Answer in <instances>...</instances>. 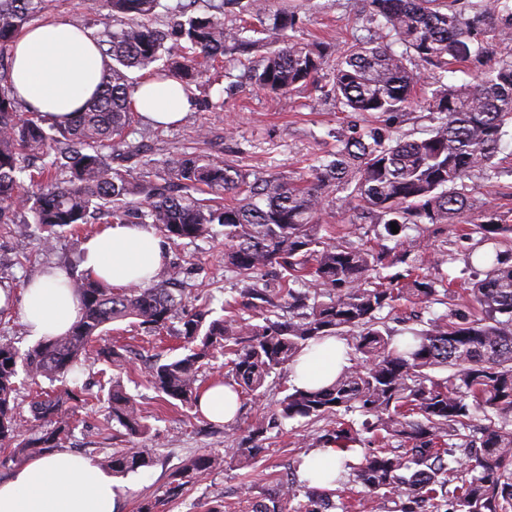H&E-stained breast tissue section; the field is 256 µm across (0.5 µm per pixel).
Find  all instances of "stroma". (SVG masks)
<instances>
[{
  "instance_id": "35a3bbf8",
  "label": "stroma",
  "mask_w": 512,
  "mask_h": 512,
  "mask_svg": "<svg viewBox=\"0 0 512 512\" xmlns=\"http://www.w3.org/2000/svg\"><path fill=\"white\" fill-rule=\"evenodd\" d=\"M298 11L300 21L295 37L311 44L342 46L354 37H373L381 41L369 17L366 0H241L240 6L226 7L224 23L259 29L261 21L270 20L282 5ZM43 19H62L103 39L109 27L105 11L91 0H47ZM269 47L258 42L249 55H225L224 74L218 80L201 82L194 87L193 103L184 120L155 136L144 119H136L129 138L141 145L149 158H158L187 147H202L218 159H235L250 174L280 175L291 180L308 177L314 156L334 150V134L346 124L362 129L380 128L406 138L425 136L432 122L429 112L406 111L393 119L370 117L344 111L333 98L318 88L308 86L286 95H274L254 87L249 70L261 67ZM344 195L329 196L332 218L324 232L328 242L351 246L367 243L380 246L376 225H359L356 232L346 230L349 214ZM93 224L75 231L60 233L51 248H43V233L38 225H23L18 236L0 237V287L19 291L20 287L50 265L79 273V254L87 235L96 232ZM480 252L475 240L465 238L459 224H444L429 249L420 259L431 277L461 270L468 259ZM452 255V263H444L443 255ZM169 272L186 290L189 304H209L221 310L225 301L240 299L249 287L263 290L279 299V278L275 269H266L256 284L242 280L224 269V233L195 241L182 240L167 246ZM105 344L129 350L131 360L120 379L134 396L150 429L141 437H129L124 428L107 425L108 406L94 400L79 410L75 427L65 441L66 450L93 459L121 448L147 451L153 459L150 467L128 474L124 512H139L143 501L155 504L154 512H206L223 502L224 512H247L248 500L261 498L271 481L289 477L297 482L298 499L308 502L318 497L319 489L308 487L296 479L298 462L308 450L301 439L326 428V421L294 419L282 421L268 433L266 450L254 467L241 468L235 462L236 443L224 433L223 425L208 421L194 410L164 402L147 381L145 361L149 356L166 353L177 346V339L159 338L131 321L118 322L104 336ZM288 368L276 369L265 384L259 398L242 397L240 425H247L261 415L274 411L279 401L291 390ZM215 453L224 456L225 464L205 479L184 485L178 496H167L170 485L178 483L183 464L192 456Z\"/></svg>"
}]
</instances>
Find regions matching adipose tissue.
Segmentation results:
<instances>
[{
  "instance_id": "ef3b65f1",
  "label": "adipose tissue",
  "mask_w": 512,
  "mask_h": 512,
  "mask_svg": "<svg viewBox=\"0 0 512 512\" xmlns=\"http://www.w3.org/2000/svg\"><path fill=\"white\" fill-rule=\"evenodd\" d=\"M106 69L96 41L73 24L40 22L19 35L12 84L18 98L48 121L73 118L93 94ZM136 108L160 123L181 120L190 103L177 81L149 80L135 95ZM166 246L153 228L111 224L82 246L85 273L121 288L147 282L165 259ZM66 273L45 270L24 285L20 314L30 336L67 332L80 302L66 287ZM345 341L328 337L306 347L291 367L299 388L331 383L348 363ZM125 485L95 460L67 451L31 458L0 480V512H121Z\"/></svg>"
}]
</instances>
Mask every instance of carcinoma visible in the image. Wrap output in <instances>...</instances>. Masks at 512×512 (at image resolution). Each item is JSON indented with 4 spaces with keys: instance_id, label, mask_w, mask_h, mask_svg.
Here are the masks:
<instances>
[{
    "instance_id": "1",
    "label": "carcinoma",
    "mask_w": 512,
    "mask_h": 512,
    "mask_svg": "<svg viewBox=\"0 0 512 512\" xmlns=\"http://www.w3.org/2000/svg\"><path fill=\"white\" fill-rule=\"evenodd\" d=\"M47 0H0V234L20 233L16 214L28 210L52 245L63 229L99 216L108 224H148L172 242L211 235L224 226V268L253 278L277 264L288 296V316H275L274 303L253 290L241 308L225 304V315L211 317L205 307L188 306L171 287L161 267L146 285L112 288L84 275H69L81 315L70 330L47 336L21 354L0 342V447L14 446L0 467L61 447L83 389L42 392L29 403L32 426L17 419V369L29 377L63 380L88 364L105 361L126 369V354L115 347L91 350L114 322L133 320L153 332L180 319L184 352L148 366L152 387L166 398L193 407L200 396L201 369L213 353L232 356L231 375L243 393L259 397L271 373L294 361L311 342L328 336H352L355 362L329 387H297L279 409L255 419L247 429L236 421L224 433L237 441L241 467L261 450V437L284 420L328 419L332 428L312 448L345 446L359 440L352 412L370 415L363 429L376 448L356 467L359 506L380 492L395 496L399 512H512V252L500 250L512 225L486 208L466 235L491 245L460 275L435 280L419 272L407 244L408 230L421 224H460L470 207L467 183L478 170L501 173L496 158L512 129V0H367L377 25L393 43L355 39L331 54L317 45L293 41L296 14L284 9L261 30L273 46L252 75L261 89L290 94L318 84L324 68L332 90L350 112L370 116L421 107L437 124L428 136L403 140L376 129L337 132L336 152L312 165V179L291 183L272 175L250 180L232 160H218L193 148L161 162L174 179H146L135 167L123 171L110 158L129 162L140 147L127 142L135 122L138 85L132 70L174 78L185 91L227 53L243 55L254 42L243 28L228 27L218 13L196 15V0H179V16L160 29L149 23L160 0H102L117 22L103 53L112 60L96 93L66 123L46 124L40 112L23 107L12 87L14 42L45 10ZM463 63L471 80H448L451 65ZM426 76L431 96L420 102L414 91ZM111 155H106L104 149ZM346 193L355 219L376 214L380 235L392 247L365 244L340 247L324 240L327 198ZM238 197L234 205L219 193ZM398 233H393L391 224ZM398 264L406 273L384 276ZM470 289L471 303L436 316L411 335L395 338L381 312L396 302L428 304L452 287ZM448 371L444 378L431 372ZM109 418L133 437L148 426L135 399L117 378L107 390ZM463 448L470 477L453 491L462 460L447 449ZM143 450H115L100 459L112 474L124 476L151 464ZM224 465V457L200 454L186 464L182 478L198 481ZM294 483L274 485L248 512L292 510Z\"/></svg>"
}]
</instances>
